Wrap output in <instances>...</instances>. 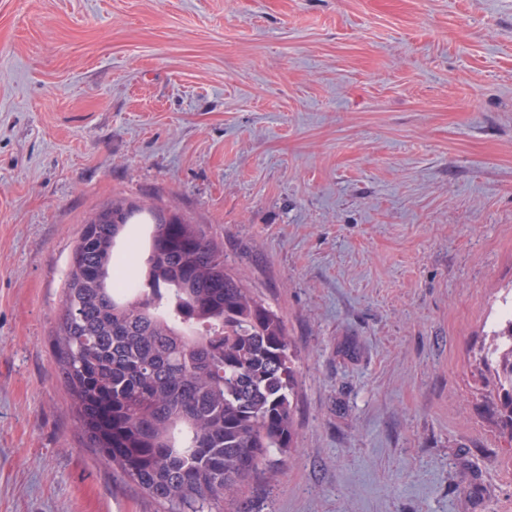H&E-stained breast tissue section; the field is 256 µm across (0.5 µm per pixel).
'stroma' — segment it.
<instances>
[{
	"label": "stroma",
	"instance_id": "35a3bbf8",
	"mask_svg": "<svg viewBox=\"0 0 512 512\" xmlns=\"http://www.w3.org/2000/svg\"><path fill=\"white\" fill-rule=\"evenodd\" d=\"M115 199L207 225L299 354L293 460L236 512H512V0H0V512H160L56 374ZM496 338L490 345L488 354L496 355L494 359L489 358L491 362H495L497 368L496 373L499 385L502 389L504 396V407L507 409V420L512 426V319L506 324V327L497 333ZM508 337L510 340V347L504 352H500L501 343H497V339L501 340Z\"/></svg>",
	"mask_w": 512,
	"mask_h": 512
}]
</instances>
